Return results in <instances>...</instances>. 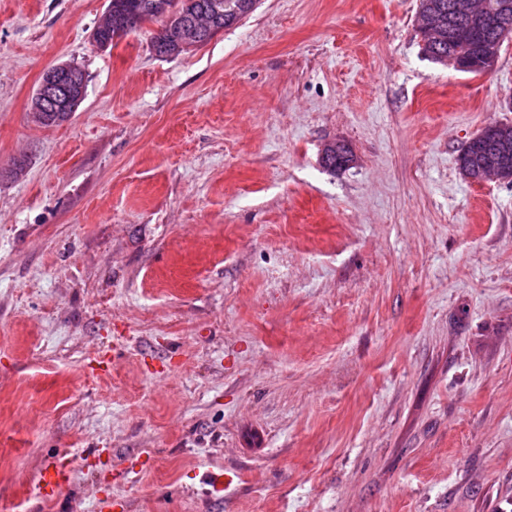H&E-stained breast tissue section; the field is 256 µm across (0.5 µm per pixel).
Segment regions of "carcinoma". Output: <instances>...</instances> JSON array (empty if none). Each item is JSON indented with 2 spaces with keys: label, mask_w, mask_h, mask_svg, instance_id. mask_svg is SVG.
<instances>
[{
  "label": "carcinoma",
  "mask_w": 512,
  "mask_h": 512,
  "mask_svg": "<svg viewBox=\"0 0 512 512\" xmlns=\"http://www.w3.org/2000/svg\"><path fill=\"white\" fill-rule=\"evenodd\" d=\"M157 2L159 0H109L111 13L96 29L94 40L111 44L118 38L119 30L127 35L145 24L158 23L160 27L151 40L154 52L164 58L176 57L190 50L183 44L181 33L196 16L218 10L215 26L223 30L249 15L257 0H176L177 12L173 15L159 12L155 8ZM480 3L490 6V13L499 17L500 22L512 25V0H480ZM418 17L427 24L448 26V0H419ZM495 36L496 29L489 27L477 34V38L484 40ZM475 39L461 37L451 43L438 42L425 51L433 61L446 64L459 55L473 53ZM482 149V144L478 143L459 155L458 169L464 177L475 176L483 159Z\"/></svg>",
  "instance_id": "obj_1"
}]
</instances>
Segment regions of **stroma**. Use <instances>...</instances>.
Wrapping results in <instances>:
<instances>
[{
  "instance_id": "stroma-1",
  "label": "stroma",
  "mask_w": 512,
  "mask_h": 512,
  "mask_svg": "<svg viewBox=\"0 0 512 512\" xmlns=\"http://www.w3.org/2000/svg\"><path fill=\"white\" fill-rule=\"evenodd\" d=\"M107 4L0 0V512H512V183L458 169L512 40L475 75L419 0H260L162 59ZM66 77L72 78L76 83H73L72 85L68 86L66 89V94L69 98L75 97V99H81L84 96V84L79 82L76 79V73L74 71H71L70 69L61 70L60 68H54L51 70H48L43 77L40 89L36 90L33 98H32V109H33V115L36 114H49V113H71L68 110L59 111L60 102L56 101L54 104L49 103L47 101H42L41 98L48 97L53 94L56 87L59 86L62 83V80H64ZM39 92L42 94L41 98L39 97ZM39 107H43L45 110L51 109V108H58L55 110H48V112H39L37 113ZM53 111V112H52ZM71 471L69 464L55 461L44 468L37 483L38 496L42 500L57 499L59 493L69 484Z\"/></svg>"
}]
</instances>
